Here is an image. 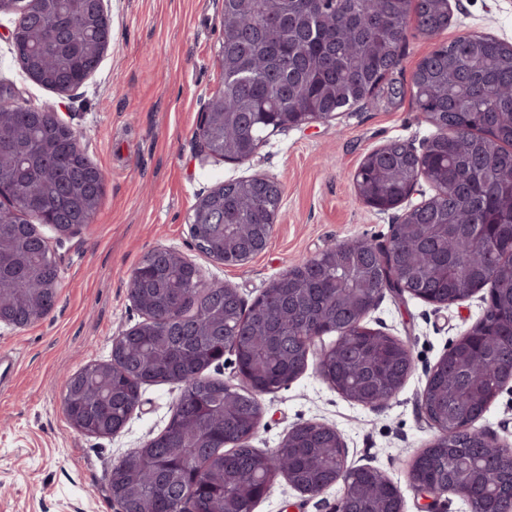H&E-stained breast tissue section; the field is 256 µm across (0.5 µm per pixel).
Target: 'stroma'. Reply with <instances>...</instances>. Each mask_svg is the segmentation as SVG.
<instances>
[{"instance_id":"obj_1","label":"stroma","mask_w":512,"mask_h":512,"mask_svg":"<svg viewBox=\"0 0 512 512\" xmlns=\"http://www.w3.org/2000/svg\"><path fill=\"white\" fill-rule=\"evenodd\" d=\"M105 4L109 48L94 74L63 97L27 78L11 52L12 18L0 16V81L14 83L28 105L59 100L104 175L89 224L64 239L43 228L60 269L53 311L24 328L0 327V356L18 357L0 389V512H117L108 486L113 463L166 426L181 392L176 383L145 385L139 407L111 436L79 431L62 406L66 377L109 360L113 337L141 322L128 287L144 254L175 250L201 267L208 284L231 285L252 302L289 266L328 246L388 242L392 219L356 199L354 173L369 151L393 140L418 144L435 132L407 98L389 111L362 104L330 123L276 133L243 164L198 155L201 114L223 82L224 0ZM451 12L442 40L477 33L512 44V0H456ZM257 172L284 188L279 219L264 251L245 267H227L195 248L192 210L202 193ZM484 309L479 293L445 307L384 293L365 322L411 349L412 371L397 395L376 410L354 404L319 378L309 358L299 378L263 396L251 447L270 452L294 426L324 423L343 436L348 465L376 467L400 487L405 512H469L453 495L425 505L407 473L434 436L419 401L427 373ZM340 493L336 485L309 499L281 480L254 512H333Z\"/></svg>"}]
</instances>
